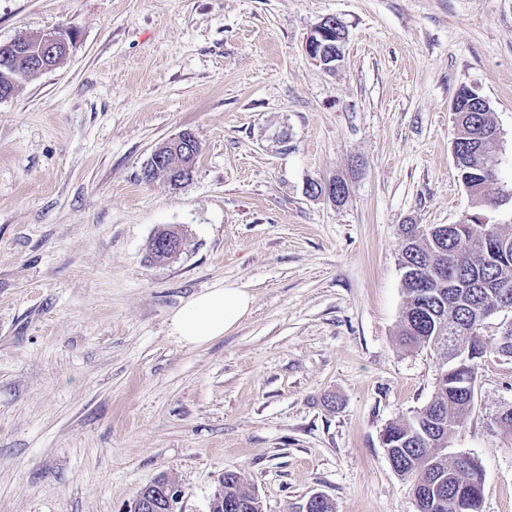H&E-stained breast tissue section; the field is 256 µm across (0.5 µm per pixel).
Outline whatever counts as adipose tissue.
Here are the masks:
<instances>
[{
  "mask_svg": "<svg viewBox=\"0 0 512 512\" xmlns=\"http://www.w3.org/2000/svg\"><path fill=\"white\" fill-rule=\"evenodd\" d=\"M252 296L241 286L217 282L187 299L170 317V331L188 346L224 337L251 311Z\"/></svg>",
  "mask_w": 512,
  "mask_h": 512,
  "instance_id": "adipose-tissue-1",
  "label": "adipose tissue"
}]
</instances>
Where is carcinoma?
Returning <instances> with one entry per match:
<instances>
[{
	"mask_svg": "<svg viewBox=\"0 0 512 512\" xmlns=\"http://www.w3.org/2000/svg\"><path fill=\"white\" fill-rule=\"evenodd\" d=\"M35 77L17 74L14 60L0 63V84L18 85ZM462 124L453 128V150L460 158L458 179L479 212L469 221L448 231L429 235L414 224L403 228L404 246L399 263L408 274L403 278L407 294L401 313L400 340L411 346L428 347L437 354L440 377L429 402L417 409L409 420L392 422L382 440L391 448L395 472L411 484L420 512H480L483 487L475 474L481 465L474 459L467 463L448 460V453L437 451V444L448 439L474 407V401L457 393V382L464 376L475 381L484 358L496 354V339L472 328L474 319L491 298L493 282L505 271H512V225L488 224L484 235L475 237L470 224L480 221V210L495 208L499 200L486 196L491 182L484 171L488 159L474 153L469 132L491 135L496 129L489 103L475 95L465 100L459 113ZM173 229L159 231L149 243L151 258L165 263L169 255L155 248L156 243L178 240ZM439 498L437 508L430 507ZM215 512H254L252 493L240 487L239 477L224 474L221 488L212 504Z\"/></svg>",
	"mask_w": 512,
	"mask_h": 512,
	"instance_id": "carcinoma-1",
	"label": "carcinoma"
}]
</instances>
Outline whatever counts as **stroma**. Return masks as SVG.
I'll return each mask as SVG.
<instances>
[{"label":"stroma","mask_w":512,"mask_h":512,"mask_svg":"<svg viewBox=\"0 0 512 512\" xmlns=\"http://www.w3.org/2000/svg\"><path fill=\"white\" fill-rule=\"evenodd\" d=\"M347 33L335 71L305 42ZM75 34L0 100V512H131L160 477L209 512L225 473L263 512H417L381 443L435 392L434 353L400 345L401 227L463 223L452 102L501 131L489 157L512 225V0H0V43ZM201 143L179 188L153 151ZM340 178L344 201L309 195ZM180 254L151 261L160 230ZM224 281L250 316L189 347L169 333ZM512 360L478 372L449 455L479 460L481 512H512ZM468 97L465 100V112H457L459 113L458 117L462 119L463 126L470 134L476 132L481 135H492L497 127L491 117L488 101L484 102L479 95Z\"/></svg>","instance_id":"1"}]
</instances>
